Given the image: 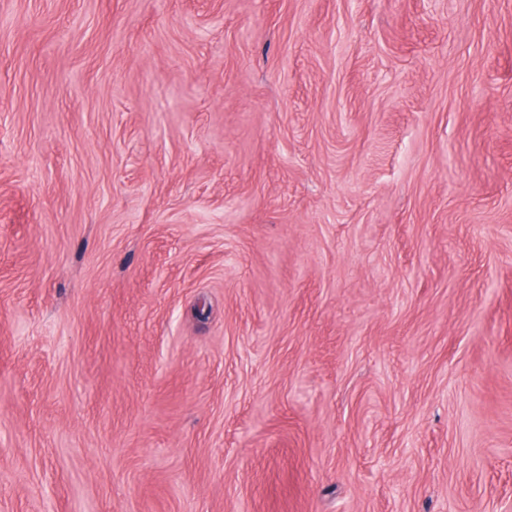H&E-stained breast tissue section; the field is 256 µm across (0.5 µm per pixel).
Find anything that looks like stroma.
<instances>
[{
	"mask_svg": "<svg viewBox=\"0 0 512 512\" xmlns=\"http://www.w3.org/2000/svg\"><path fill=\"white\" fill-rule=\"evenodd\" d=\"M0 512H512V0H0Z\"/></svg>",
	"mask_w": 512,
	"mask_h": 512,
	"instance_id": "35a3bbf8",
	"label": "stroma"
}]
</instances>
